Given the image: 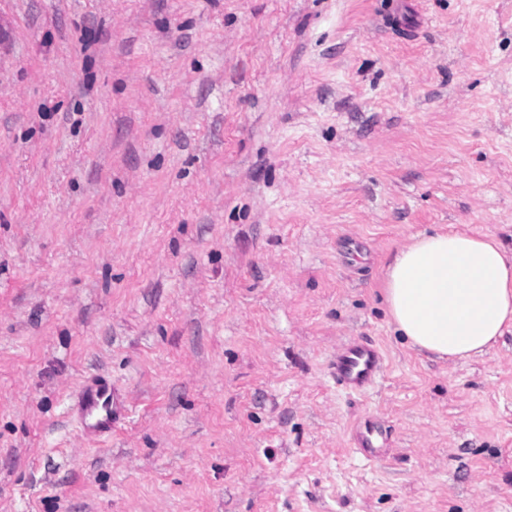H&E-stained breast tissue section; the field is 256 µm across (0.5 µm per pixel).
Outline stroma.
<instances>
[{
	"mask_svg": "<svg viewBox=\"0 0 512 512\" xmlns=\"http://www.w3.org/2000/svg\"><path fill=\"white\" fill-rule=\"evenodd\" d=\"M441 227L512 248V0H0V512H512V333L388 322ZM382 366V355L377 347L365 341L351 340L338 351L331 369L337 384L360 391L374 382ZM118 397L112 383L103 376L89 379L80 391L74 412L83 432L88 436L104 437L112 434L113 406ZM354 442L367 459H370L378 453L380 448H384L387 440V433L382 426L372 418H364L358 421L353 427Z\"/></svg>",
	"mask_w": 512,
	"mask_h": 512,
	"instance_id": "stroma-1",
	"label": "stroma"
}]
</instances>
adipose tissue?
I'll return each instance as SVG.
<instances>
[{
	"mask_svg": "<svg viewBox=\"0 0 512 512\" xmlns=\"http://www.w3.org/2000/svg\"><path fill=\"white\" fill-rule=\"evenodd\" d=\"M395 333L440 360L485 354L512 329V252L456 231L413 235L383 270Z\"/></svg>",
	"mask_w": 512,
	"mask_h": 512,
	"instance_id": "obj_1",
	"label": "adipose tissue"
}]
</instances>
